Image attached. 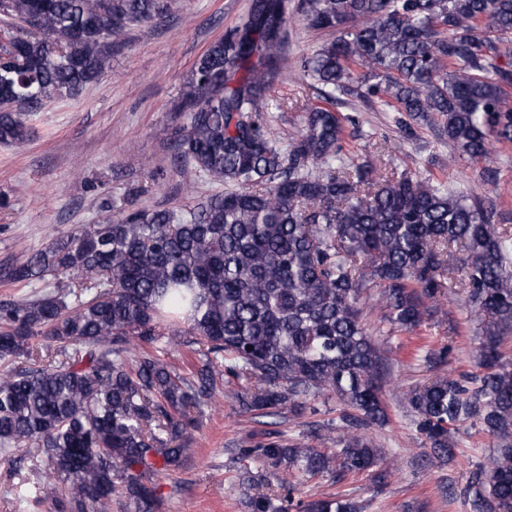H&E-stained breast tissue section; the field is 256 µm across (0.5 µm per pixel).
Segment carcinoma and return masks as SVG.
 Masks as SVG:
<instances>
[{"label":"carcinoma","mask_w":512,"mask_h":512,"mask_svg":"<svg viewBox=\"0 0 512 512\" xmlns=\"http://www.w3.org/2000/svg\"><path fill=\"white\" fill-rule=\"evenodd\" d=\"M177 0H0V144L20 147L47 99L77 97L112 65V38L160 19ZM309 27L336 33L299 60L320 103L281 141L268 97L288 53V0H251L248 13L198 59L174 131L183 175L225 186L192 207L131 209L59 233L12 267L14 282H69L0 304V454L35 444L49 479L36 501L54 512H166L154 482L192 458L191 434L236 381L240 412L260 417L310 400L344 405L339 448L269 440L241 449L262 479L285 469L336 481L368 474L377 448L360 429L387 420L388 363L366 326L363 294L378 288L381 322L413 331L440 324L439 301L462 285L485 316L473 389L436 374L403 399L439 459L469 421L503 441L462 491L470 512H512V236L477 196L401 173L374 176L343 160L337 95L351 91L414 121L432 122L458 158L488 161L512 142L501 45L512 43V0H304ZM55 355L42 363L44 342ZM198 357L182 373L158 345ZM248 497L250 512H356L340 495L303 501Z\"/></svg>","instance_id":"1"}]
</instances>
